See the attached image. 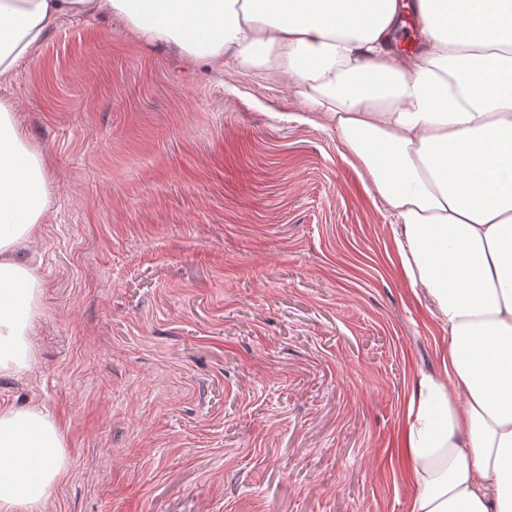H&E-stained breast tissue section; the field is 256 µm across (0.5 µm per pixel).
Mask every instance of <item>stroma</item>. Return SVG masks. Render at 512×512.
Returning a JSON list of instances; mask_svg holds the SVG:
<instances>
[{
	"mask_svg": "<svg viewBox=\"0 0 512 512\" xmlns=\"http://www.w3.org/2000/svg\"><path fill=\"white\" fill-rule=\"evenodd\" d=\"M48 158L32 368L69 465L42 512H409L411 391L448 333L335 130L114 17L0 81Z\"/></svg>",
	"mask_w": 512,
	"mask_h": 512,
	"instance_id": "35a3bbf8",
	"label": "stroma"
}]
</instances>
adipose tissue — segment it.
Wrapping results in <instances>:
<instances>
[{"label": "adipose tissue", "mask_w": 512, "mask_h": 512, "mask_svg": "<svg viewBox=\"0 0 512 512\" xmlns=\"http://www.w3.org/2000/svg\"><path fill=\"white\" fill-rule=\"evenodd\" d=\"M95 15L185 64L281 87L336 129L448 330L442 373L409 398V512H512V0H0V79L61 18ZM49 184L44 152L0 100V378L34 359L41 280L18 252L41 232ZM65 448L37 405L1 407L0 512H40Z\"/></svg>", "instance_id": "obj_1"}]
</instances>
